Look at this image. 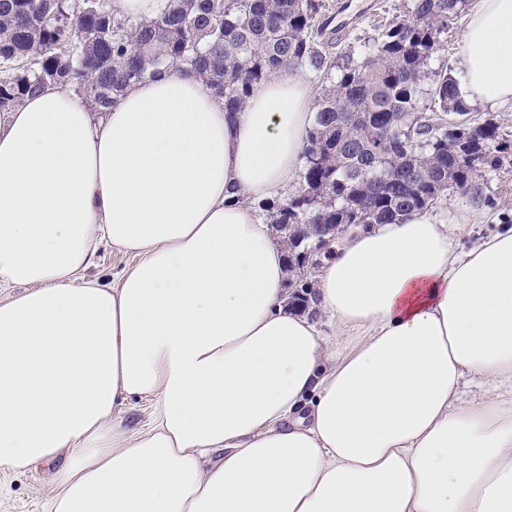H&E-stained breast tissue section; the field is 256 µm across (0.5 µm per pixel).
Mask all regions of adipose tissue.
<instances>
[{
    "instance_id": "1",
    "label": "adipose tissue",
    "mask_w": 512,
    "mask_h": 512,
    "mask_svg": "<svg viewBox=\"0 0 512 512\" xmlns=\"http://www.w3.org/2000/svg\"><path fill=\"white\" fill-rule=\"evenodd\" d=\"M458 75L512 105V0H474ZM312 119L300 79L232 116L176 69L0 119V473L62 459L49 512H512V225L347 233L321 321L296 314L250 201L287 193ZM104 243L133 258L114 285L84 276ZM156 402L155 397L132 398L121 404L113 412V417L121 422L123 429L134 431L147 424Z\"/></svg>"
}]
</instances>
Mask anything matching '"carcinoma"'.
<instances>
[{
    "label": "carcinoma",
    "instance_id": "carcinoma-1",
    "mask_svg": "<svg viewBox=\"0 0 512 512\" xmlns=\"http://www.w3.org/2000/svg\"><path fill=\"white\" fill-rule=\"evenodd\" d=\"M165 2L138 19L114 15L108 0H0V112L58 83L101 110L131 84L178 68L235 113L277 74L336 67L306 137L299 187L258 204L288 254L309 248L319 261L332 245L319 242L318 225L393 223L446 191L491 203L486 172L502 166L512 144L493 120L471 122L456 78L429 68L467 0H411L412 16L385 30L373 54H349L339 66L327 53L325 0ZM449 114L464 121L450 125ZM287 288L289 307L317 313L309 276Z\"/></svg>",
    "mask_w": 512,
    "mask_h": 512
}]
</instances>
